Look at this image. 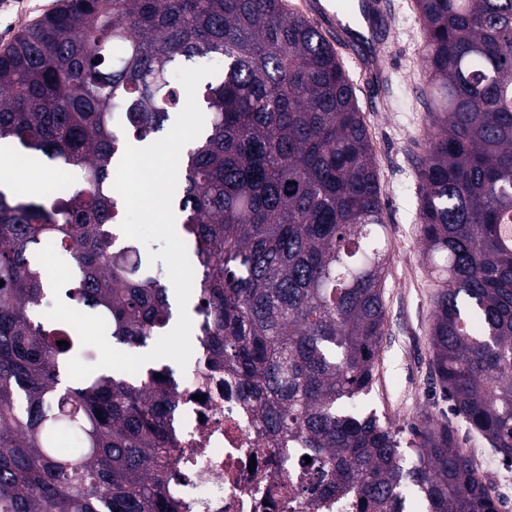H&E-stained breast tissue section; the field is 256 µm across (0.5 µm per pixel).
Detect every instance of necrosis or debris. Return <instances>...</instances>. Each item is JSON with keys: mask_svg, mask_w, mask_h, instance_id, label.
I'll return each instance as SVG.
<instances>
[{"mask_svg": "<svg viewBox=\"0 0 512 512\" xmlns=\"http://www.w3.org/2000/svg\"><path fill=\"white\" fill-rule=\"evenodd\" d=\"M191 371L168 373L176 405L167 420L175 442L169 452L168 493L181 512H281L286 461L267 451L239 387L211 366L198 337Z\"/></svg>", "mask_w": 512, "mask_h": 512, "instance_id": "4bbe7bcc", "label": "necrosis or debris"}]
</instances>
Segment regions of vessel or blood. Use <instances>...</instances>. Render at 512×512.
<instances>
[{
	"label": "vessel or blood",
	"instance_id": "1",
	"mask_svg": "<svg viewBox=\"0 0 512 512\" xmlns=\"http://www.w3.org/2000/svg\"><path fill=\"white\" fill-rule=\"evenodd\" d=\"M309 9L316 18L331 24L340 48L366 80L383 79L385 58L377 47L381 31L389 24L383 0H351L349 8L343 10H331L321 0H311Z\"/></svg>",
	"mask_w": 512,
	"mask_h": 512
}]
</instances>
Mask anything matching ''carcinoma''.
Segmentation results:
<instances>
[{
    "label": "carcinoma",
    "mask_w": 512,
    "mask_h": 512,
    "mask_svg": "<svg viewBox=\"0 0 512 512\" xmlns=\"http://www.w3.org/2000/svg\"><path fill=\"white\" fill-rule=\"evenodd\" d=\"M415 3L435 381L512 458V0ZM202 58L224 67L197 89L208 121L185 150L176 220L214 361L272 447L298 451L287 512L335 499L408 512L410 498L420 512H497L450 419L399 427L366 406L385 335L382 191L339 55L284 0H66L0 53V148L77 173L66 196L37 202L0 184V512H179L167 389L151 367L68 377L81 341L46 316L37 252L69 262L62 294L103 317L117 348L167 331L171 288L100 226L123 213L118 153L164 128L185 95L176 69Z\"/></svg>",
    "instance_id": "obj_1"
}]
</instances>
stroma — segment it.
<instances>
[{
    "label": "stroma",
    "instance_id": "35a3bbf8",
    "mask_svg": "<svg viewBox=\"0 0 512 512\" xmlns=\"http://www.w3.org/2000/svg\"><path fill=\"white\" fill-rule=\"evenodd\" d=\"M392 31L385 46L392 82L384 103L365 112L374 163L383 193L390 261L383 290L386 324L376 363L375 385L367 403L379 416L403 425L416 417H442L448 403L431 378L429 332L436 285L423 258L417 224L419 182L416 166L432 129L423 105L428 91L422 24L414 0H390ZM63 0H0V51L24 28L59 8ZM453 425L462 448L482 449L491 461L482 473L491 485L498 512H512V461L468 429Z\"/></svg>",
    "mask_w": 512,
    "mask_h": 512
}]
</instances>
